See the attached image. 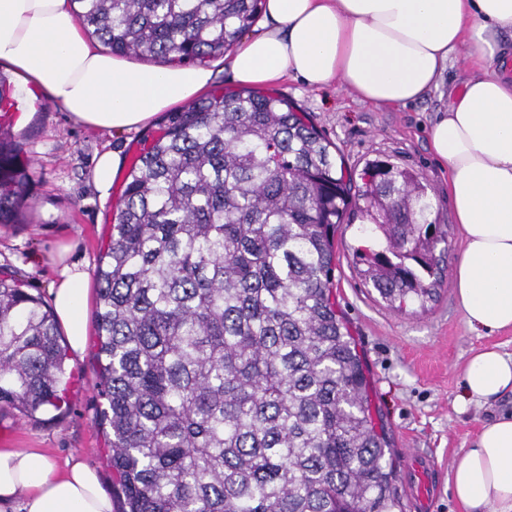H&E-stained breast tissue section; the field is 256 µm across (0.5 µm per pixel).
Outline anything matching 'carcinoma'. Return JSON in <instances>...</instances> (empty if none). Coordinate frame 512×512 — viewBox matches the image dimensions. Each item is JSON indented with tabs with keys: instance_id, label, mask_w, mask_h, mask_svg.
I'll return each mask as SVG.
<instances>
[{
	"instance_id": "obj_1",
	"label": "carcinoma",
	"mask_w": 512,
	"mask_h": 512,
	"mask_svg": "<svg viewBox=\"0 0 512 512\" xmlns=\"http://www.w3.org/2000/svg\"><path fill=\"white\" fill-rule=\"evenodd\" d=\"M88 34L147 62L222 57L261 0H73ZM28 177L0 147V224ZM388 159L360 182L281 97L239 89L167 117L134 160L100 258L95 359L120 512H403L365 365L336 310L335 235L388 303L424 308L446 233ZM61 337L0 278V406L57 408Z\"/></svg>"
}]
</instances>
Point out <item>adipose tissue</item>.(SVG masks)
Segmentation results:
<instances>
[{
  "label": "adipose tissue",
  "mask_w": 512,
  "mask_h": 512,
  "mask_svg": "<svg viewBox=\"0 0 512 512\" xmlns=\"http://www.w3.org/2000/svg\"><path fill=\"white\" fill-rule=\"evenodd\" d=\"M261 31L230 56L233 83L272 87L293 77L321 88L338 81L358 100L416 103L436 89L459 48L476 71L432 126V153L447 162L448 193L462 232L454 269L466 323L512 329V0H264ZM0 61L78 123L120 134L204 97V65L141 66L83 32L72 0H0ZM69 348L86 345L89 273L64 264L50 290ZM474 401L512 393V355L475 351L464 372ZM450 483L466 512H512V412L485 423L454 460ZM0 512H113L97 470L38 448H0Z\"/></svg>",
  "instance_id": "adipose-tissue-1"
}]
</instances>
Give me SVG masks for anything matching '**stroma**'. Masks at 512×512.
Returning a JSON list of instances; mask_svg holds the SVG:
<instances>
[{
    "label": "stroma",
    "instance_id": "35a3bbf8",
    "mask_svg": "<svg viewBox=\"0 0 512 512\" xmlns=\"http://www.w3.org/2000/svg\"><path fill=\"white\" fill-rule=\"evenodd\" d=\"M468 73L466 54L458 52L437 90L397 109L360 102L338 82L312 89L290 79L269 93L288 99L311 119L335 147L345 171L361 169L368 159L388 158L416 173L431 188L434 215L448 234L443 265L449 270L461 254L462 237L448 194V165L431 152L429 132ZM22 100V111L0 112V139L20 146L18 161L31 178L18 223L0 225V275L15 277L21 288L47 304L62 246L71 245L74 258L93 271L109 241L123 183L115 181L108 195H100L92 183L96 153L118 151L124 166H131L156 130L103 133L31 94H23ZM360 243L359 224L339 227L336 308L364 355L373 402L395 448L396 475L406 476L405 449L431 455L441 467L436 512H464L449 487L452 462L471 447L484 423L512 410L511 394L488 403L465 399L464 370L474 350L494 346L512 354V330L488 335L470 328L450 280L427 308H392L366 283L353 260ZM67 366L69 401L62 410L24 419L16 410L0 407V448H41L58 459L81 456L98 470L104 490H111L92 350L69 357Z\"/></svg>",
    "mask_w": 512,
    "mask_h": 512
}]
</instances>
